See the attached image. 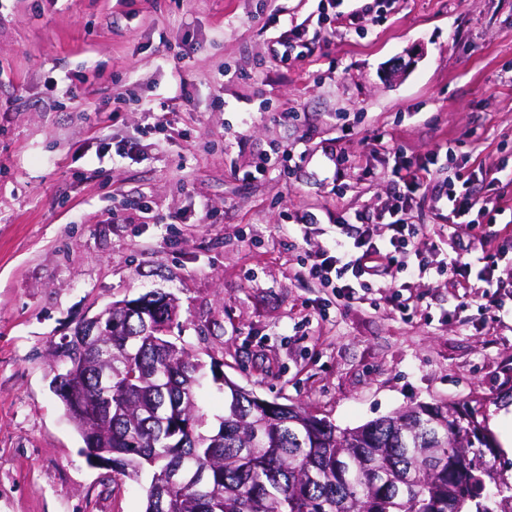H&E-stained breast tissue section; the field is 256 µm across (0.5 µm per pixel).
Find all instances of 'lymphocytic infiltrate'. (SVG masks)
<instances>
[{
	"instance_id": "1",
	"label": "lymphocytic infiltrate",
	"mask_w": 512,
	"mask_h": 512,
	"mask_svg": "<svg viewBox=\"0 0 512 512\" xmlns=\"http://www.w3.org/2000/svg\"><path fill=\"white\" fill-rule=\"evenodd\" d=\"M430 175L431 169L425 164L407 162L392 168L394 183L404 185L405 190L396 195L390 206L385 227L366 222L358 213L341 214L331 228V247L302 259L301 276L318 281L332 289L337 297L347 300L354 299L358 289L379 287L384 275L392 269L421 275L450 271L464 278L476 277L486 288L500 287L490 238H472L465 254L450 264L435 265L425 260V253L435 250L436 244L430 239L427 225L409 222L408 212L411 193L426 187ZM439 192L445 207L457 220L474 211L485 215L503 211L502 198L498 195L459 192L450 181L443 182Z\"/></svg>"
}]
</instances>
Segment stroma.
<instances>
[{
    "mask_svg": "<svg viewBox=\"0 0 512 512\" xmlns=\"http://www.w3.org/2000/svg\"><path fill=\"white\" fill-rule=\"evenodd\" d=\"M366 2L0 0V512H144L141 485L82 455L49 351L153 290L226 377L343 428L422 402L512 407V288L494 317L445 275L408 279L407 313L386 288L339 299L298 273L327 235L281 228L302 210L386 223L394 163L429 161L506 211L453 238L422 189L411 222L444 256L492 236L512 273V0ZM339 15L352 25L328 32ZM297 32L307 52L282 61ZM128 136L134 157L105 154Z\"/></svg>",
    "mask_w": 512,
    "mask_h": 512,
    "instance_id": "obj_1",
    "label": "stroma"
}]
</instances>
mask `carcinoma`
Instances as JSON below:
<instances>
[{
    "label": "carcinoma",
    "mask_w": 512,
    "mask_h": 512,
    "mask_svg": "<svg viewBox=\"0 0 512 512\" xmlns=\"http://www.w3.org/2000/svg\"><path fill=\"white\" fill-rule=\"evenodd\" d=\"M153 322L172 323L165 295L146 302ZM110 347L121 371L100 393L105 354L56 345L81 357L87 423L69 396L54 390L74 419L87 457L112 455V471L139 480L151 471L145 512H158L154 485L174 468L202 469L207 480L167 490V512H512V479L498 463L499 445L483 405L421 403L355 428H341L294 404L264 406L224 376L218 427L199 403L204 367L193 346L144 331L139 315L112 310ZM183 403L192 434L152 415L160 402Z\"/></svg>",
    "instance_id": "carcinoma-1"
}]
</instances>
